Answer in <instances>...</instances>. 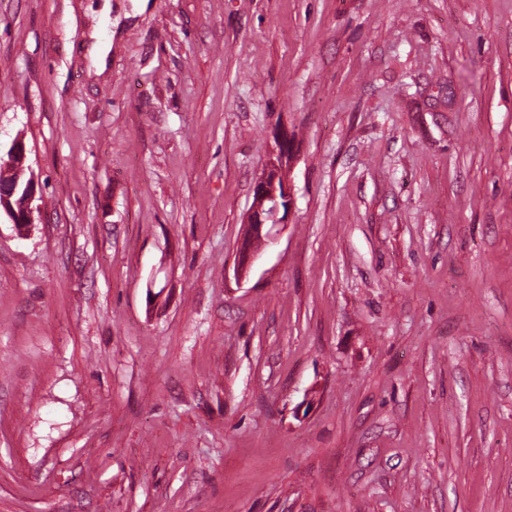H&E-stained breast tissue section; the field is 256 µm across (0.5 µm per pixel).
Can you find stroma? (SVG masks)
<instances>
[{"mask_svg":"<svg viewBox=\"0 0 512 512\" xmlns=\"http://www.w3.org/2000/svg\"><path fill=\"white\" fill-rule=\"evenodd\" d=\"M17 138L0 512H512V0H0ZM6 165L16 173L13 180L3 181L14 177V172L7 177H0V220L2 212L14 224L19 232L26 231L33 224L37 184L30 175L26 177V150L24 143L16 139L6 152ZM13 169V170H12ZM287 167L288 147L280 144L268 156L253 186V201L245 223L249 241L271 239L274 228L287 224L292 202L291 188L284 178Z\"/></svg>","mask_w":512,"mask_h":512,"instance_id":"stroma-1","label":"stroma"}]
</instances>
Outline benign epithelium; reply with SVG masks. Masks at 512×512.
Listing matches in <instances>:
<instances>
[{"label":"benign epithelium","mask_w":512,"mask_h":512,"mask_svg":"<svg viewBox=\"0 0 512 512\" xmlns=\"http://www.w3.org/2000/svg\"><path fill=\"white\" fill-rule=\"evenodd\" d=\"M6 156L5 164L14 170L16 177L0 182V213L5 214L18 231L24 232L34 221L37 184L33 177L26 176V150L21 140L12 142ZM287 167L288 147L280 144L268 156L254 183L253 201L246 220L248 239H270L274 228L287 223L292 202L291 188L284 178Z\"/></svg>","instance_id":"obj_1"}]
</instances>
